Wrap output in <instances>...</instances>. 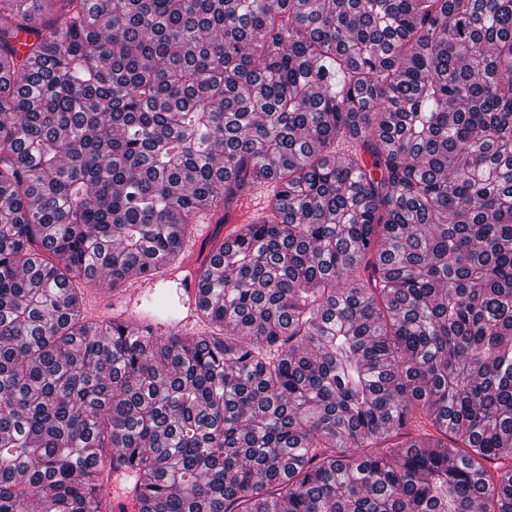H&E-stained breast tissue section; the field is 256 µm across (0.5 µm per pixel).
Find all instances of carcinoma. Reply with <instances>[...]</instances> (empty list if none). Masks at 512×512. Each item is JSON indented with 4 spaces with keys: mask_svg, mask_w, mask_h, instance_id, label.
<instances>
[{
    "mask_svg": "<svg viewBox=\"0 0 512 512\" xmlns=\"http://www.w3.org/2000/svg\"><path fill=\"white\" fill-rule=\"evenodd\" d=\"M267 184L201 332L85 321ZM107 461L141 512H512V0H0V512H109Z\"/></svg>",
    "mask_w": 512,
    "mask_h": 512,
    "instance_id": "cac0c4a2",
    "label": "carcinoma"
}]
</instances>
